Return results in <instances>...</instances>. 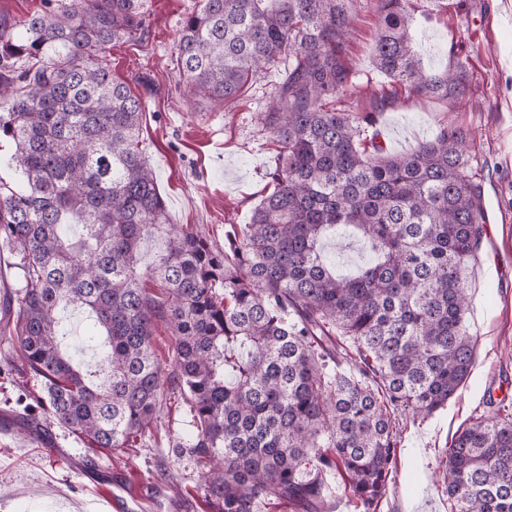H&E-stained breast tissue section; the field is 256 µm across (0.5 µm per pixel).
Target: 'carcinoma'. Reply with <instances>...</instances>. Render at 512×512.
<instances>
[{
	"mask_svg": "<svg viewBox=\"0 0 512 512\" xmlns=\"http://www.w3.org/2000/svg\"><path fill=\"white\" fill-rule=\"evenodd\" d=\"M359 0H200L177 63L194 94L229 104L271 70L263 115L276 145L269 191L224 248L168 223L140 145L142 101L106 49L142 36L143 0H51L0 19V137L15 187L0 185V244L23 286L4 299L13 341L42 395L21 429L56 424L94 448L133 453L162 406L191 404L188 452L212 512H326L338 472L372 512L392 484L394 416L446 406L470 375L467 274L487 214L467 133L448 124L391 153L372 112L338 111ZM410 0H373L376 68L422 97L462 102L458 63L422 68ZM168 227L146 273L141 240ZM356 235L369 260L336 272L323 239ZM149 277L160 293L144 287ZM86 311L100 364L61 346L64 311ZM175 336L169 368L156 326ZM350 369H338L340 362ZM443 481L454 512H512V416L457 431Z\"/></svg>",
	"mask_w": 512,
	"mask_h": 512,
	"instance_id": "carcinoma-1",
	"label": "carcinoma"
}]
</instances>
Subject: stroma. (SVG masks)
<instances>
[{
  "mask_svg": "<svg viewBox=\"0 0 512 512\" xmlns=\"http://www.w3.org/2000/svg\"><path fill=\"white\" fill-rule=\"evenodd\" d=\"M198 3L146 0L143 38L110 46L106 56L113 75L143 103L141 145L169 223L189 225L220 249L225 225L248 223L266 189L276 150L259 114L279 75L248 84L228 107L193 97L176 45L183 18ZM377 23L370 5H362L344 52L354 85L337 97V107L379 110L377 130L394 153L410 151L446 122L466 130L488 217L467 278L475 365L447 407L397 418L396 485L377 508L451 512L440 476L454 434L473 416L512 411V0H464L416 27L427 68L453 61L466 69L471 95L459 107L409 93L376 69ZM39 390L21 366L0 372V512H112L105 499L120 473L128 478L123 494L132 512H210L196 489L202 466L186 449L196 432L186 402L165 404L136 455L122 460L58 426L45 445L18 434V397ZM88 457L94 468H85Z\"/></svg>",
  "mask_w": 512,
  "mask_h": 512,
  "instance_id": "1",
  "label": "stroma"
}]
</instances>
